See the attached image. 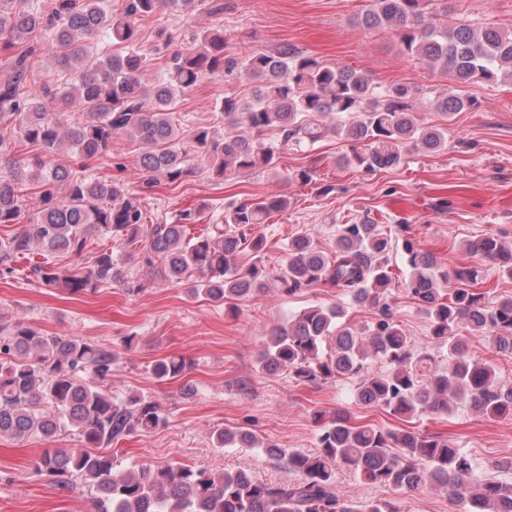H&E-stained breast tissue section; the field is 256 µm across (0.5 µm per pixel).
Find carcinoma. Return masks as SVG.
Returning a JSON list of instances; mask_svg holds the SVG:
<instances>
[{
    "instance_id": "obj_1",
    "label": "carcinoma",
    "mask_w": 512,
    "mask_h": 512,
    "mask_svg": "<svg viewBox=\"0 0 512 512\" xmlns=\"http://www.w3.org/2000/svg\"><path fill=\"white\" fill-rule=\"evenodd\" d=\"M25 0H0V47L13 51L12 77L0 83V159L16 142L29 146L21 158H8L0 174V226L22 229L0 237V276L15 272L20 260L31 262L27 279L46 288L85 294L106 284L128 292L141 285L128 277L102 250L87 256L88 236L117 238L126 260L161 262L157 276L185 283L196 294L224 305L275 288L296 295L318 283L343 291L353 304L371 306L377 317L364 328L346 320L341 306L312 305L273 327L260 354L261 369L282 370L299 383L326 384L361 376L371 360L383 369L362 376L358 400L392 416L446 413L465 404L485 416L512 418V389H503L495 365L473 357L461 328L491 341L498 355H512V296L489 306L472 288L482 276L478 265L448 275L427 252L403 243L410 268L407 292L430 321V335L448 349V367L438 369L429 354L415 348L392 309L391 237L378 224H344L335 251L327 255L306 233L288 239V265L278 275L254 267L243 270L237 256L259 252L264 239L252 230L288 208L283 196H259L224 209V222L210 224L197 236L186 224H148L140 197L116 178H93L81 170L87 160L112 148L122 135L144 144L138 165L147 184L172 185L191 173L194 153L219 178L231 171L277 166L279 147L263 140L277 131L280 143L313 144L335 134L356 147L343 157L348 167L376 172L401 163L414 151L441 152L448 131L417 121L413 103L420 90L377 84L357 69L326 64L319 58L282 46L276 53L242 57L224 42V30L209 28L184 47L177 35H164L169 51L162 74L151 87L141 81L150 60L140 46L141 33L161 9L189 6L224 10L220 0H122L115 14L107 0H46L35 8ZM434 0H373L359 24L399 34L404 52L446 79L434 107L446 117L473 106L460 87L512 81V32L495 27L454 26L427 19L423 4ZM105 37L107 52L92 53L90 41ZM51 55L67 78L24 90L36 60ZM245 72L257 83L252 101L226 96L221 110L238 128L220 137L206 127L188 132L175 123L179 98L202 75L232 77ZM74 108L75 122L64 127L54 110ZM67 149L78 166L56 162ZM36 189L39 207L27 217L26 196ZM67 255L88 265L61 268L32 262L30 254ZM467 251L493 262L512 279V246L494 236L467 245ZM452 290L443 288L448 278ZM115 354L108 346L69 336H47L22 318L0 323V437L78 436L83 446L46 453L37 470L62 488L80 478L98 512H402L396 500H359L336 489V473L345 469L362 482L409 493L427 486L443 489L459 512H512V483L491 471L512 469V454L479 471L451 439L417 431H393L359 423L347 410L317 412L319 449L312 454L263 442L249 430H219V447L259 445L267 458L280 462L293 479L260 480L249 469L220 474L187 464L132 463L115 471L112 442L134 431H152L167 422L156 399L137 393L112 394ZM182 356H167L153 365L161 381L186 376Z\"/></svg>"
}]
</instances>
